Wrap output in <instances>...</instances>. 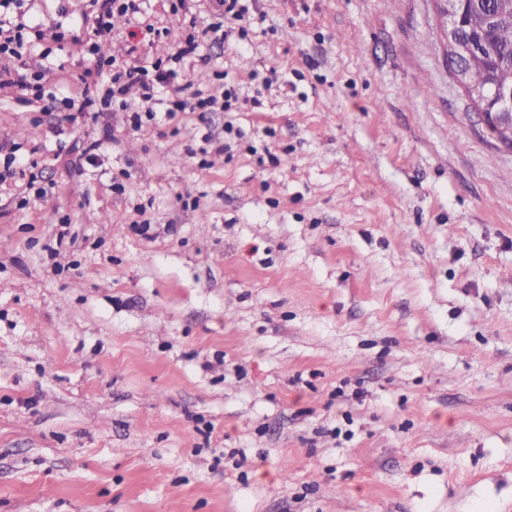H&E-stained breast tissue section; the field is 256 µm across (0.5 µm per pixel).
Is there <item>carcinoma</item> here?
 Returning a JSON list of instances; mask_svg holds the SVG:
<instances>
[{"mask_svg":"<svg viewBox=\"0 0 512 512\" xmlns=\"http://www.w3.org/2000/svg\"><path fill=\"white\" fill-rule=\"evenodd\" d=\"M497 18L490 22L483 7L467 3L465 31L476 45L464 60V88L468 95L492 86L512 87V0H494Z\"/></svg>","mask_w":512,"mask_h":512,"instance_id":"carcinoma-1","label":"carcinoma"}]
</instances>
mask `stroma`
<instances>
[{
    "instance_id": "stroma-1",
    "label": "stroma",
    "mask_w": 512,
    "mask_h": 512,
    "mask_svg": "<svg viewBox=\"0 0 512 512\" xmlns=\"http://www.w3.org/2000/svg\"><path fill=\"white\" fill-rule=\"evenodd\" d=\"M143 8L107 53L170 67ZM253 8L185 71L231 111L0 97V512H512V149L434 0Z\"/></svg>"
}]
</instances>
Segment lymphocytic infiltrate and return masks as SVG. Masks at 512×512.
I'll return each instance as SVG.
<instances>
[{"label": "lymphocytic infiltrate", "instance_id": "1", "mask_svg": "<svg viewBox=\"0 0 512 512\" xmlns=\"http://www.w3.org/2000/svg\"><path fill=\"white\" fill-rule=\"evenodd\" d=\"M27 0H0V90L10 89L16 96L40 105L42 111H97L101 106L126 107L128 99L138 98L144 103L142 111L132 113V129H140L143 122L161 121L157 110L156 87H163L170 104L183 110L195 107L203 112L230 109V101L201 96L192 84L184 82L174 69H161L160 65H146L138 60L119 61L100 53L102 42L112 36V17L120 14L136 17L140 12L139 0H101L97 15L92 18L90 30L83 44L89 65L91 83L85 84L79 96H69L50 87L44 71H32L24 60L32 53L49 58L54 47L65 36L63 27L44 29L29 24L26 19ZM248 8L243 0H217L215 22L197 33L178 41L175 62L193 60L198 48L210 35L218 33L246 36Z\"/></svg>", "mask_w": 512, "mask_h": 512}]
</instances>
